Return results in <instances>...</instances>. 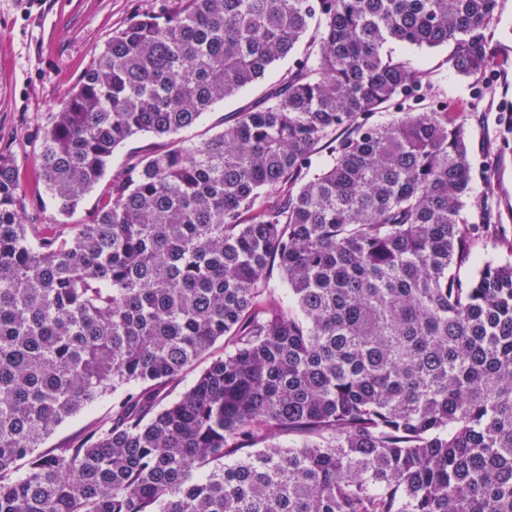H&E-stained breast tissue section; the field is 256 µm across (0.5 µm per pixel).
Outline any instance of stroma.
<instances>
[{
  "label": "stroma",
  "mask_w": 512,
  "mask_h": 512,
  "mask_svg": "<svg viewBox=\"0 0 512 512\" xmlns=\"http://www.w3.org/2000/svg\"><path fill=\"white\" fill-rule=\"evenodd\" d=\"M167 0H0V152L10 154L27 190H34L42 130L53 112L113 32L131 18L158 13ZM496 66L479 78L452 68L451 47L418 49L391 45L393 57L426 72L423 104L448 103L454 119L465 121L471 143V191L466 214L480 223L484 178L493 176L503 224L512 227V152L499 154L495 117L512 111V0H498L487 30ZM289 66L280 61L263 82L216 105L199 122L177 133L185 143L209 137L233 114L277 82Z\"/></svg>",
  "instance_id": "1"
}]
</instances>
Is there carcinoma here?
Wrapping results in <instances>:
<instances>
[{"mask_svg":"<svg viewBox=\"0 0 512 512\" xmlns=\"http://www.w3.org/2000/svg\"><path fill=\"white\" fill-rule=\"evenodd\" d=\"M497 4L179 0L112 35L43 131L63 215L126 140L295 60L220 132L129 156L83 224L25 223L0 153V512H512V235L487 200L468 223L466 127L402 106L426 74L385 52L480 77ZM484 235L502 257L459 277ZM211 352L212 353L210 355L205 356L197 364L194 370L187 371L185 374H183L180 383L170 390L169 398L176 397L186 387L190 386L196 380L197 376L200 374L203 368H205V366L210 362L211 357H217L224 354V344L222 342H217ZM113 400L112 394L106 395L98 399L88 409L67 420L46 440L42 448H38L37 452L43 453L49 451L59 442L73 437L93 423L107 416L112 410Z\"/></svg>","mask_w":512,"mask_h":512,"instance_id":"cac0c4a2","label":"carcinoma"}]
</instances>
